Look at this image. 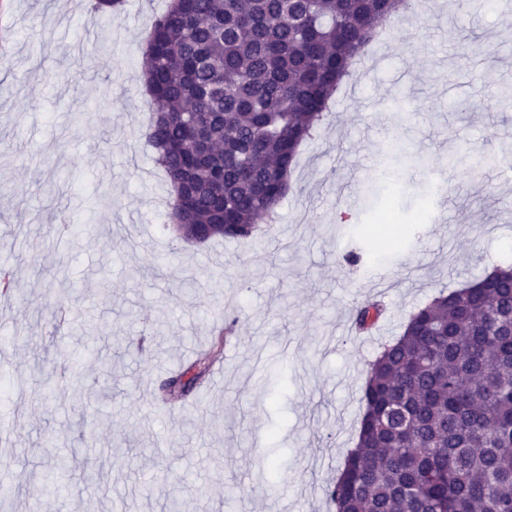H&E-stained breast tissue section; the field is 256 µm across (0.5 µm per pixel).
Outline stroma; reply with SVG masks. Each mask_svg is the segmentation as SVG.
Listing matches in <instances>:
<instances>
[{
	"mask_svg": "<svg viewBox=\"0 0 512 512\" xmlns=\"http://www.w3.org/2000/svg\"><path fill=\"white\" fill-rule=\"evenodd\" d=\"M169 0H0V296L11 336L0 512L69 458L50 512H327L354 448L370 363L440 291L512 265V160L472 168L512 129V6L399 16L302 145L261 237L186 243L156 202L142 54ZM408 138L421 168L393 170ZM360 199L346 209L347 191ZM79 229L49 238L60 214ZM361 256L358 264L345 260ZM234 298L223 376L160 386L208 348ZM385 313L363 337L356 302ZM275 463L277 493L257 488Z\"/></svg>",
	"mask_w": 512,
	"mask_h": 512,
	"instance_id": "obj_1",
	"label": "stroma"
}]
</instances>
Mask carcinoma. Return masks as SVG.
<instances>
[{"mask_svg": "<svg viewBox=\"0 0 512 512\" xmlns=\"http://www.w3.org/2000/svg\"><path fill=\"white\" fill-rule=\"evenodd\" d=\"M415 0H171L143 52L163 113L149 142L184 242L249 239L288 194L299 148L386 19ZM210 144L203 153L188 133ZM199 195L181 204L179 186ZM384 312L353 309L356 331ZM235 317L194 363L223 356ZM355 448L328 512H512V265L419 307L370 364Z\"/></svg>", "mask_w": 512, "mask_h": 512, "instance_id": "obj_1", "label": "carcinoma"}]
</instances>
